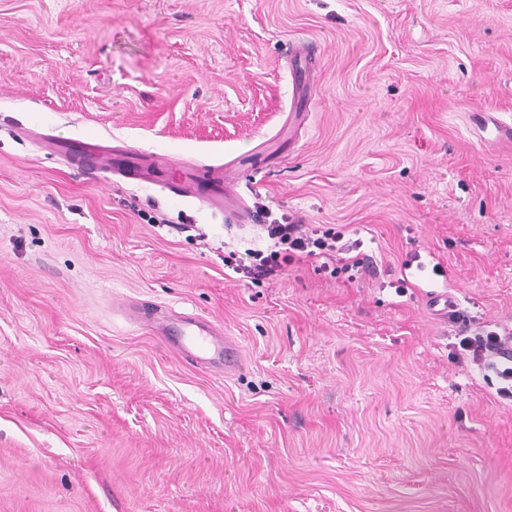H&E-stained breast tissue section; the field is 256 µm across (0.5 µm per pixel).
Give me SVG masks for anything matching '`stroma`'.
I'll use <instances>...</instances> for the list:
<instances>
[{
  "label": "stroma",
  "instance_id": "stroma-1",
  "mask_svg": "<svg viewBox=\"0 0 512 512\" xmlns=\"http://www.w3.org/2000/svg\"><path fill=\"white\" fill-rule=\"evenodd\" d=\"M478 112L512 120V0H0V512H512V402L429 304L512 328V145ZM56 135L239 168L253 220L169 170L78 172ZM285 214L369 272L238 281L225 253ZM124 298L244 367L182 362ZM153 331L163 338L186 363L200 371L231 374L240 370L238 345L222 335L211 322L195 315L161 317L153 321Z\"/></svg>",
  "mask_w": 512,
  "mask_h": 512
}]
</instances>
